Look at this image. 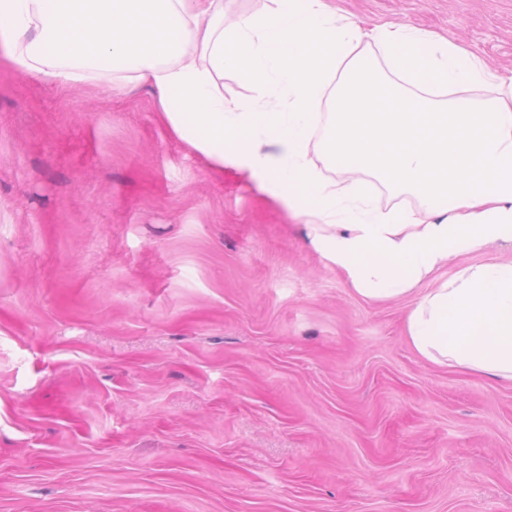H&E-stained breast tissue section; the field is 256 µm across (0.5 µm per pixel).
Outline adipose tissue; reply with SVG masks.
Returning <instances> with one entry per match:
<instances>
[{"instance_id":"1","label":"adipose tissue","mask_w":512,"mask_h":512,"mask_svg":"<svg viewBox=\"0 0 512 512\" xmlns=\"http://www.w3.org/2000/svg\"><path fill=\"white\" fill-rule=\"evenodd\" d=\"M0 0V60L61 91L147 87L169 129L298 221L364 300L414 297L424 361L512 382V78L408 25L365 33L323 0ZM254 94L225 96L224 76ZM376 180L418 208L380 207ZM438 287H431V280ZM492 259L499 261H512V251L500 250L493 246L481 252L452 258L448 261V266L442 270V275L444 278H447L452 276L463 265L482 263Z\"/></svg>"}]
</instances>
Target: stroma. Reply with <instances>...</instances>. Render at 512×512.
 I'll list each match as a JSON object with an SVG mask.
<instances>
[{
	"instance_id": "obj_1",
	"label": "stroma",
	"mask_w": 512,
	"mask_h": 512,
	"mask_svg": "<svg viewBox=\"0 0 512 512\" xmlns=\"http://www.w3.org/2000/svg\"><path fill=\"white\" fill-rule=\"evenodd\" d=\"M512 76V0H325ZM147 89L0 66V512H512V383L420 359Z\"/></svg>"
}]
</instances>
